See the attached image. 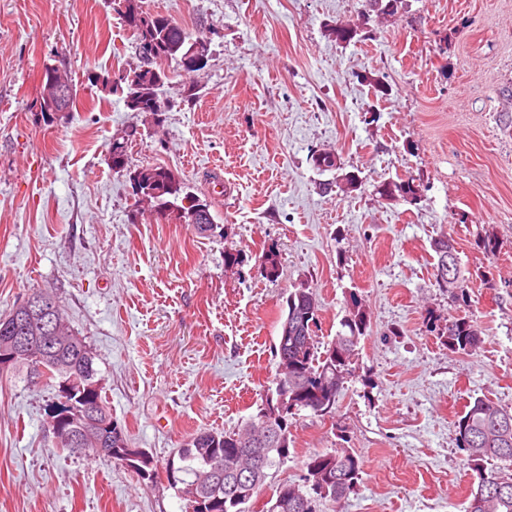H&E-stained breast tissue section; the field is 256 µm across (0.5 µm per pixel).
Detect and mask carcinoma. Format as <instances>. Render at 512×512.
I'll return each instance as SVG.
<instances>
[{
	"label": "carcinoma",
	"instance_id": "cac0c4a2",
	"mask_svg": "<svg viewBox=\"0 0 512 512\" xmlns=\"http://www.w3.org/2000/svg\"><path fill=\"white\" fill-rule=\"evenodd\" d=\"M118 2L119 14L134 40L138 43L149 40L155 44L157 59L154 68L162 69V61L169 58L187 65L186 58L192 43L184 28L167 15L145 12L141 0ZM157 80L152 70L139 65L127 81V107L134 112L142 111L141 98L148 93L156 96L157 110L154 114H163L166 111L161 97L163 84ZM137 173L143 188L158 193L157 201L151 203L158 213L190 223L189 209L183 205L187 192L173 172L163 167L148 166L137 169ZM378 193L389 200L405 202L409 196L418 197V186L410 179L390 181L380 185ZM432 249L437 256L433 266L437 286L447 289L452 302L468 305L471 284L477 279L486 280V275L461 266L454 240L450 237L435 240ZM349 303L348 314L342 321L345 332L337 334L320 352L315 341L319 311L316 295L308 288H297L286 297L281 319L288 323V356L280 358L275 390L287 389L288 401L298 410L309 409L321 416L332 413L342 395L344 383L353 373V357L369 327V315L356 294L349 295ZM19 328L26 329L27 336L40 334L45 330V317L37 313L26 314L19 319ZM75 341L76 346L63 350L54 362L40 359L32 353L10 365L15 370H29L55 391L49 412L51 416L67 410L68 403L80 404L75 396L61 389V383L75 378L85 384L98 377V370L94 367L95 356L86 338L78 336ZM481 344V331L470 316L459 315L448 320L444 345L449 351L468 354ZM455 431L458 446L467 452L466 463L473 479L471 494L483 488V504L476 506L471 502L467 512H512V412L497 407L490 400L476 398L458 416ZM241 435L242 432L234 430L200 431L191 435L173 456L180 469L182 484L207 489V479L203 478L206 472L203 457L207 453L224 460V478H229L227 472L238 467L232 453L236 438ZM69 453L77 457L108 456L106 445L97 439H88L84 450L76 452L71 449ZM318 459L325 461L322 468H331L321 498L338 504L357 486L362 472L361 460L355 453L342 448L331 453H315L309 456L307 463ZM492 460L502 462L503 466H489ZM264 485L265 482H259L252 488L250 496L239 499L226 491L219 495L210 512H249L247 504Z\"/></svg>",
	"mask_w": 512,
	"mask_h": 512
}]
</instances>
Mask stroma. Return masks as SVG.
<instances>
[{"label":"stroma","instance_id":"35a3bbf8","mask_svg":"<svg viewBox=\"0 0 512 512\" xmlns=\"http://www.w3.org/2000/svg\"><path fill=\"white\" fill-rule=\"evenodd\" d=\"M208 42L189 73L165 62L168 112L131 111L99 83L139 64L118 0H0V314L51 290L94 355L113 419L164 467L197 431L242 428L279 373L289 290L319 302V344L357 293L370 327L333 413L298 411L289 454L250 506L302 483L314 453L349 448L359 484L322 512H465L470 475L454 423L474 398L512 411V0H143ZM357 28L337 40L338 25ZM64 64L72 111L40 107ZM375 122H366L367 113ZM130 169L164 166L207 202L222 235L144 210ZM339 157L357 190L313 159ZM413 179L416 203L380 197ZM492 230L487 256L477 242ZM451 237L485 268L468 306L432 276ZM275 249L279 276L259 265ZM242 261L225 266V253ZM469 315L483 343L443 346ZM53 392L0 373V512H185L164 478L56 448Z\"/></svg>","mask_w":512,"mask_h":512}]
</instances>
